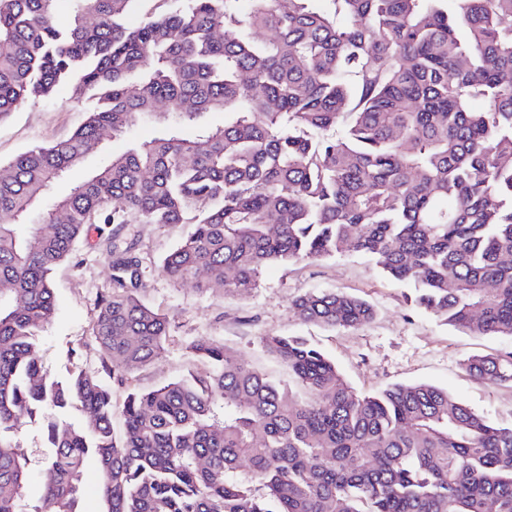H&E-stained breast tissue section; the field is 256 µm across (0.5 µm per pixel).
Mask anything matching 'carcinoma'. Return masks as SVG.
Segmentation results:
<instances>
[{
  "mask_svg": "<svg viewBox=\"0 0 512 512\" xmlns=\"http://www.w3.org/2000/svg\"><path fill=\"white\" fill-rule=\"evenodd\" d=\"M70 2L60 28L58 0H0V121L61 82L91 92L67 139L0 164V512H85L90 456L101 512H512V427L428 383L359 393L303 336L261 337L302 398L208 340L192 349L209 369L133 387L118 411L98 374L51 379L35 350L90 224L192 225L160 268L202 293L352 248L455 330L512 337V0H164L136 25L140 0ZM210 112L224 126L183 136ZM144 119L158 137L50 199ZM139 266L112 253L93 327L120 385L171 336ZM293 306L335 328L374 318L343 291ZM466 369L511 385L512 351ZM21 413L46 420L35 498Z\"/></svg>",
  "mask_w": 512,
  "mask_h": 512,
  "instance_id": "cac0c4a2",
  "label": "carcinoma"
}]
</instances>
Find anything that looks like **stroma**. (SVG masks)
Returning a JSON list of instances; mask_svg holds the SVG:
<instances>
[{"label":"stroma","mask_w":512,"mask_h":512,"mask_svg":"<svg viewBox=\"0 0 512 512\" xmlns=\"http://www.w3.org/2000/svg\"><path fill=\"white\" fill-rule=\"evenodd\" d=\"M86 104L71 85L57 87L52 96L21 105L0 121V161L38 144L67 137L86 118ZM157 123L142 122L130 134L105 137L83 168L58 181L53 196L65 195L86 171L100 167L131 141L153 138ZM184 224H93L75 245L73 262L53 275L56 315L37 339L36 350L45 373L62 379L86 369L101 370L108 355L95 341L92 326L98 302L112 286V247L136 243L142 261L146 304L166 313L172 332L159 358L134 370L132 384L152 390L200 369L190 346L217 339L225 348L281 384H291L287 367L263 348V336L301 335L331 358L345 380L358 392L371 394L396 384L429 383L497 426H512V386L471 376L464 361L474 354L512 350V338L458 332L441 319L414 306L410 287L386 275L374 261L347 250L312 262L267 267L250 294H205L193 283L165 277L159 263L187 232ZM343 290L369 302L373 321L356 329L303 323L294 300L312 291ZM21 445L28 459L29 491L40 488L47 440L41 421L23 425Z\"/></svg>","instance_id":"1"}]
</instances>
